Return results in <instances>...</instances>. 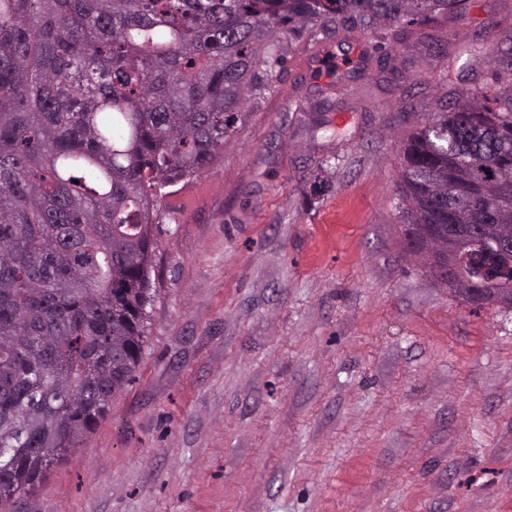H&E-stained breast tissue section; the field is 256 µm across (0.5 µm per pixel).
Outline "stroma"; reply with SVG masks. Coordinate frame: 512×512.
<instances>
[{"mask_svg": "<svg viewBox=\"0 0 512 512\" xmlns=\"http://www.w3.org/2000/svg\"><path fill=\"white\" fill-rule=\"evenodd\" d=\"M511 17L468 0L385 67L367 28L293 46L161 200L141 365L41 512H512V311L452 298L396 207L402 137L435 93L483 86L462 49Z\"/></svg>", "mask_w": 512, "mask_h": 512, "instance_id": "35a3bbf8", "label": "stroma"}]
</instances>
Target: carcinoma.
Returning a JSON list of instances; mask_svg holds the SVG:
<instances>
[{"instance_id":"carcinoma-1","label":"carcinoma","mask_w":512,"mask_h":512,"mask_svg":"<svg viewBox=\"0 0 512 512\" xmlns=\"http://www.w3.org/2000/svg\"><path fill=\"white\" fill-rule=\"evenodd\" d=\"M465 0H0V512L93 433L143 359L162 190L224 154L284 41L449 22ZM403 138L407 243L512 308V24ZM451 224L462 238L430 225ZM459 266L453 283L434 261Z\"/></svg>"}]
</instances>
